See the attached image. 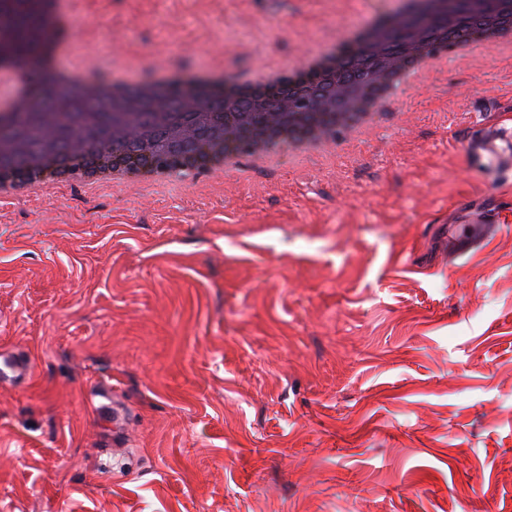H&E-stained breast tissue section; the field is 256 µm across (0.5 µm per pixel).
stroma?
Masks as SVG:
<instances>
[{"mask_svg": "<svg viewBox=\"0 0 512 512\" xmlns=\"http://www.w3.org/2000/svg\"><path fill=\"white\" fill-rule=\"evenodd\" d=\"M389 5L88 0L71 54L240 78ZM378 112L220 183L0 199V512H512V223L451 236L512 67L476 44Z\"/></svg>", "mask_w": 512, "mask_h": 512, "instance_id": "35a3bbf8", "label": "stroma"}]
</instances>
